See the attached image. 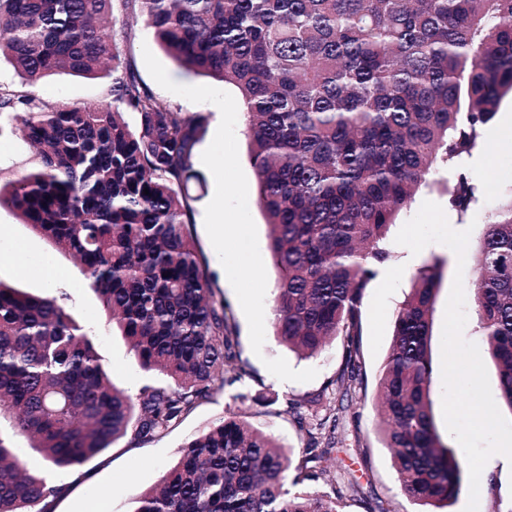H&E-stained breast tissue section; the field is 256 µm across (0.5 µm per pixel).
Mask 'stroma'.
<instances>
[{"mask_svg":"<svg viewBox=\"0 0 512 512\" xmlns=\"http://www.w3.org/2000/svg\"><path fill=\"white\" fill-rule=\"evenodd\" d=\"M112 35L123 56L134 61L139 75L159 97L168 96L149 74L144 51H151L170 77L182 85H206L209 77L179 68L158 46L151 29L140 23L117 20ZM31 91L42 102L94 104L110 97V82L105 78L87 79L58 73L47 76L32 86ZM171 97V96H168ZM187 112L210 113L209 103H193L180 96L171 97ZM32 150L21 136L10 128L0 129V179L10 180L27 168ZM476 180H489L479 202L466 217L449 210L447 177L437 175L434 182L421 187L412 204L402 210L398 224H405L419 211L424 201L445 206L447 219L454 229L470 230V246H477L483 232L482 222L488 212L512 197V99H504L494 118L483 131L482 144L470 159ZM194 195L193 236L200 253L206 258L216 284L217 300L225 302L238 326L239 351L242 362L253 375L252 392L267 389L280 399L271 404L249 400L239 404L232 396L238 385L217 390L166 435L146 442L131 438L116 441L110 448L87 462L79 473H56L57 482L67 484L68 492L56 499L51 512H87L100 505L103 512H130L134 499L144 490L159 484L178 461L182 446L194 435L232 413L245 414L256 428L271 433L284 447L301 450L306 438L298 424V410L288 408L287 399H301L321 389L333 379L342 365L341 343H333L315 358L301 359L280 345L274 335H267L261 353H254L249 328L236 294L230 285L204 226L207 204L215 192L213 176L204 184H190ZM391 256L385 271L367 288L363 300L360 344L365 357L366 390L352 389L348 407L338 421L336 454L331 470L341 476L358 477L362 492L348 502L346 512H366L370 502H382L390 512H424L422 505L410 501L400 490L392 454L386 448L377 428V415L372 400L378 391L382 366L389 351L394 319L410 291L413 277L421 265L438 256L444 258L443 277L437 293L432 318V359H441V333L444 310L456 269H463L464 285H472L473 264L458 267L456 256L447 246L433 243L418 255L408 248L391 244ZM0 282L22 288L33 294L64 296L72 317L90 333L101 362L114 384L129 394H138L147 384L162 383V375L148 373L136 364L126 341L114 335L107 323L97 295L85 284L79 264L67 252L56 250L42 235L23 224L9 208H0ZM284 357L296 370L317 369V377L309 382L282 381L265 367V359ZM512 500V463L493 456L482 471L479 512H496L499 502Z\"/></svg>","mask_w":512,"mask_h":512,"instance_id":"35a3bbf8","label":"stroma"}]
</instances>
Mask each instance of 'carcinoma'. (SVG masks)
Wrapping results in <instances>:
<instances>
[{"instance_id":"carcinoma-1","label":"carcinoma","mask_w":512,"mask_h":512,"mask_svg":"<svg viewBox=\"0 0 512 512\" xmlns=\"http://www.w3.org/2000/svg\"><path fill=\"white\" fill-rule=\"evenodd\" d=\"M178 67L233 85L251 144L268 249L279 281L268 315L279 343L314 358L340 338L330 381H365L364 294L390 257L398 214L439 169L459 213L481 186L462 165L512 95V0H121ZM114 0H0V59L28 82L56 73L111 78L112 100L49 106L0 86V109L35 150L0 181V207L73 255L137 365L167 377L136 396L108 378L62 299L0 281V512H49L77 470L129 435L177 426L215 386L245 384L233 314L191 227L189 183L208 116L155 95L112 39ZM137 114L130 127L124 112ZM149 194H144V190ZM475 251L477 323L512 411V200ZM439 259L423 265L395 319L379 382L380 429L402 491L422 505L457 500L463 463L435 431L430 390ZM234 375L224 379V367ZM295 455L241 414L182 447L130 512H345L361 491L330 478L343 404L305 397ZM48 472L32 474L19 443Z\"/></svg>"}]
</instances>
